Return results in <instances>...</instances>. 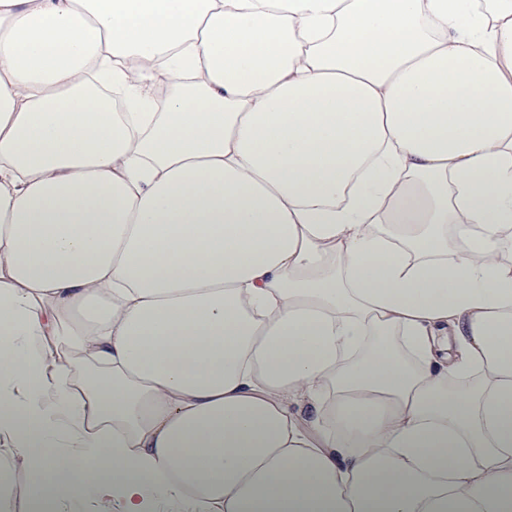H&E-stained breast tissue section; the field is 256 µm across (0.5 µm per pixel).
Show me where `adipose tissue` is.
I'll list each match as a JSON object with an SVG mask.
<instances>
[{
    "label": "adipose tissue",
    "mask_w": 512,
    "mask_h": 512,
    "mask_svg": "<svg viewBox=\"0 0 512 512\" xmlns=\"http://www.w3.org/2000/svg\"><path fill=\"white\" fill-rule=\"evenodd\" d=\"M154 495L512 512V0H0V512Z\"/></svg>",
    "instance_id": "1"
}]
</instances>
